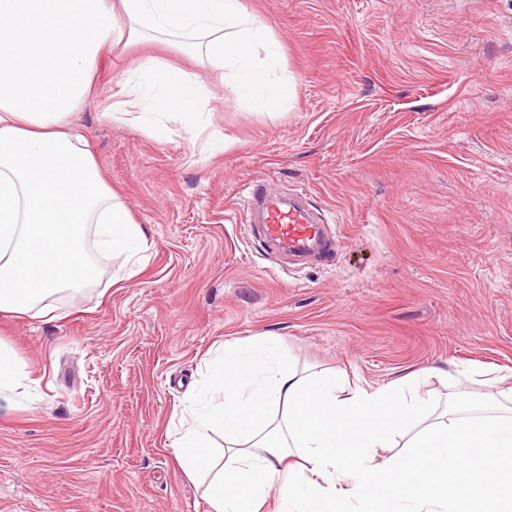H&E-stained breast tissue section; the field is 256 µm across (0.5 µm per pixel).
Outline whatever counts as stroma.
I'll list each match as a JSON object with an SVG mask.
<instances>
[{"label":"stroma","mask_w":512,"mask_h":512,"mask_svg":"<svg viewBox=\"0 0 512 512\" xmlns=\"http://www.w3.org/2000/svg\"><path fill=\"white\" fill-rule=\"evenodd\" d=\"M296 83L264 110L216 68L212 130L147 134L103 115L135 47L103 63L75 115L147 233L140 272L101 279L55 318L0 317L34 383L0 413V512H209L171 447L176 413L224 342L370 388L415 370L442 407L477 366L512 372V0H242ZM306 193L338 235L283 272L249 237L247 186Z\"/></svg>","instance_id":"obj_1"}]
</instances>
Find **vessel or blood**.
<instances>
[{"label": "vessel or blood", "mask_w": 512, "mask_h": 512, "mask_svg": "<svg viewBox=\"0 0 512 512\" xmlns=\"http://www.w3.org/2000/svg\"><path fill=\"white\" fill-rule=\"evenodd\" d=\"M245 208L261 215L260 223L249 225L248 234L264 249H279L305 262L325 261L337 249L331 229L313 215L301 196L281 202L269 193L266 181L255 180L248 186Z\"/></svg>", "instance_id": "1"}]
</instances>
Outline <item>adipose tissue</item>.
Instances as JSON below:
<instances>
[{
	"label": "adipose tissue",
	"instance_id": "adipose-tissue-1",
	"mask_svg": "<svg viewBox=\"0 0 512 512\" xmlns=\"http://www.w3.org/2000/svg\"><path fill=\"white\" fill-rule=\"evenodd\" d=\"M159 43L233 74L256 109L292 101L268 21L242 0H0V316L48 313L57 297L100 274L90 244L125 258L128 276L147 244L99 168L73 115L94 91L114 44ZM104 113L145 132L156 113L204 128L199 75L160 57L120 75ZM274 336L225 344L209 365L214 389L180 412L172 446L183 471L209 476L210 512H512V386L480 404L454 397L430 420L420 388L436 369L387 386L345 388L301 375ZM27 374L0 344V412L16 406ZM426 419L407 454L382 457L407 422ZM222 431L227 464L210 436ZM299 456L303 464L288 465Z\"/></svg>",
	"mask_w": 512,
	"mask_h": 512
}]
</instances>
